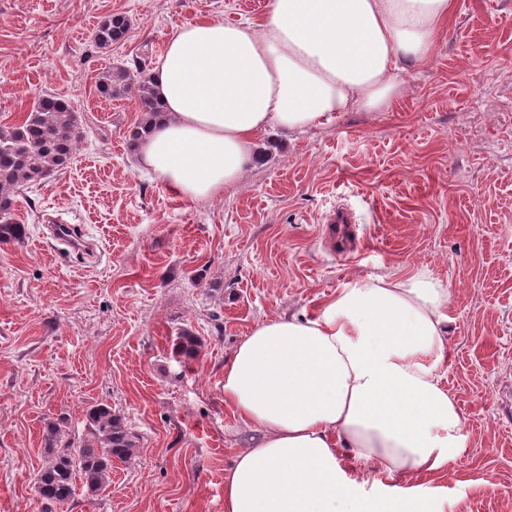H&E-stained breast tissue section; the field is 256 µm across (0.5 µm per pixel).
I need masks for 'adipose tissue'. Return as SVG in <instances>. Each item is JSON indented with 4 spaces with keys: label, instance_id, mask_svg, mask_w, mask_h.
<instances>
[{
    "label": "adipose tissue",
    "instance_id": "ef3b65f1",
    "mask_svg": "<svg viewBox=\"0 0 512 512\" xmlns=\"http://www.w3.org/2000/svg\"><path fill=\"white\" fill-rule=\"evenodd\" d=\"M455 0H271L260 23L202 18L172 33L151 73L160 112L142 166L192 199L235 187L262 136L383 109L402 63H426ZM450 292L422 271L356 281L316 315L256 324L224 365V402L253 443L224 475V512H415L395 494L368 509L342 468L401 476L447 468L464 421L434 363Z\"/></svg>",
    "mask_w": 512,
    "mask_h": 512
}]
</instances>
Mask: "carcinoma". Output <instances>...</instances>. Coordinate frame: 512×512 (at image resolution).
I'll return each mask as SVG.
<instances>
[{"label": "carcinoma", "instance_id": "cac0c4a2", "mask_svg": "<svg viewBox=\"0 0 512 512\" xmlns=\"http://www.w3.org/2000/svg\"><path fill=\"white\" fill-rule=\"evenodd\" d=\"M129 27L124 15L104 18L95 30V45L103 50L121 42ZM98 86L109 99L121 98L136 87L142 117L129 139V145L135 146L149 133L152 115L158 111L150 78L114 65L102 73ZM82 137L76 112L65 97L56 94L39 97L21 123L0 125V241L18 238L24 232L12 213V194L62 170ZM200 349L199 337L182 329L173 340L171 357L184 368L199 356ZM66 423L65 417L50 421L43 432L50 460L38 472L36 486L49 505L69 501L78 480L91 495L105 492L114 464L128 461L139 448V435L107 404L86 411L85 433L77 438L63 430Z\"/></svg>", "mask_w": 512, "mask_h": 512}]
</instances>
